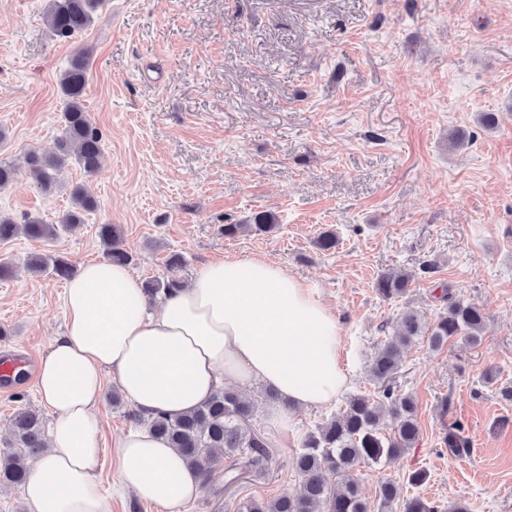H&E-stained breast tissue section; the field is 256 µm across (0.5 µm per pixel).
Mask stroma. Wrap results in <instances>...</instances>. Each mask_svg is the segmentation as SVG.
<instances>
[{
	"instance_id": "1",
	"label": "stroma",
	"mask_w": 512,
	"mask_h": 512,
	"mask_svg": "<svg viewBox=\"0 0 512 512\" xmlns=\"http://www.w3.org/2000/svg\"><path fill=\"white\" fill-rule=\"evenodd\" d=\"M44 0H0V161L20 173L0 190V213L57 222L70 191L90 182L97 207L56 242L0 244L19 267L0 280V350L41 360L64 326L63 280L24 272L51 251L73 263L102 258L101 224L119 225L141 280L164 276L182 253L183 280L208 262L261 256L314 285L340 321L348 394L369 393L365 367L402 315L433 323L442 286L488 313L482 340L406 350L395 384L418 404L419 437L389 465L362 469L360 488L381 512L378 487L429 477L419 495L469 512H512V0H106L94 25L52 40ZM89 50L84 107L103 135L92 176L71 166L54 192L24 172L29 151H54L61 131V70ZM491 113L494 127L481 118ZM468 144L453 150L451 133ZM271 212L269 234L244 225ZM334 230L335 250L316 248ZM435 263L422 276L423 263ZM391 270L415 273L405 299L374 291ZM100 394L96 465L108 512H163L113 493L112 445L132 430ZM36 376L0 385V448L22 407H40ZM334 407L291 410L289 428L252 419L269 441L264 474L223 469L183 512H234L239 501L299 487L292 460L302 436ZM462 455L444 443L452 425ZM271 214L261 211L251 217V224H225L221 227L224 236L233 237L243 229H249L257 235H263L272 232L276 228Z\"/></svg>"
}]
</instances>
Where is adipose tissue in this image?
Masks as SVG:
<instances>
[{
	"label": "adipose tissue",
	"mask_w": 512,
	"mask_h": 512,
	"mask_svg": "<svg viewBox=\"0 0 512 512\" xmlns=\"http://www.w3.org/2000/svg\"><path fill=\"white\" fill-rule=\"evenodd\" d=\"M63 309L64 329L37 375L53 425L24 484L27 512H108L94 472L105 377L144 416L172 418L227 384L269 387L308 407L332 404L347 382L335 314L312 285L262 257L206 264L154 303L128 267L85 260L64 287ZM113 466L119 490L163 512H179L203 483L144 427L116 442Z\"/></svg>",
	"instance_id": "1"
}]
</instances>
